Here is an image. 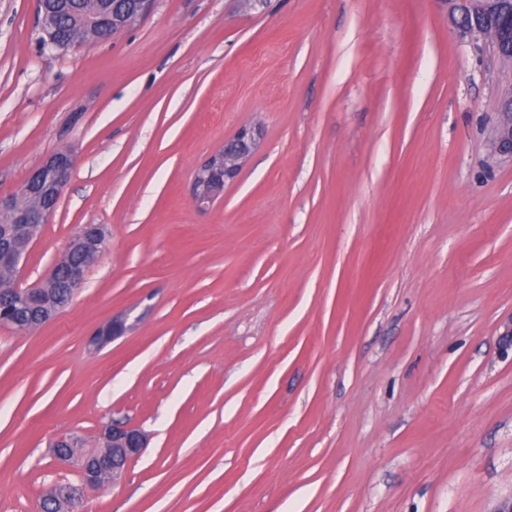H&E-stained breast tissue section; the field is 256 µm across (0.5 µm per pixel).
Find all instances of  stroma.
Returning a JSON list of instances; mask_svg holds the SVG:
<instances>
[{"label": "stroma", "instance_id": "obj_1", "mask_svg": "<svg viewBox=\"0 0 512 512\" xmlns=\"http://www.w3.org/2000/svg\"><path fill=\"white\" fill-rule=\"evenodd\" d=\"M0 0V197L75 154L22 284L80 225L72 302L0 328V512H38L59 433L149 444L86 512H490L512 494V164L496 63L436 0H155L111 39L46 44ZM264 136L208 210L194 173ZM132 329L100 350L112 317ZM495 119L489 130L490 157L512 162V85L502 90Z\"/></svg>", "mask_w": 512, "mask_h": 512}]
</instances>
